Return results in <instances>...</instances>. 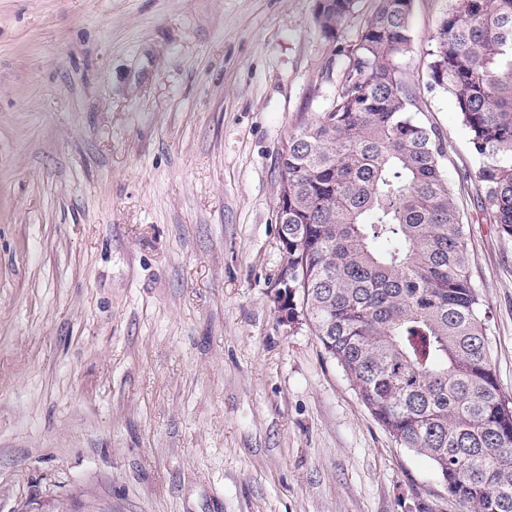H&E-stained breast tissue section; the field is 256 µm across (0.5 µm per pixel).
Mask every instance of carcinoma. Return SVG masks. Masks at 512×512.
I'll list each match as a JSON object with an SVG mask.
<instances>
[{
	"instance_id": "1",
	"label": "carcinoma",
	"mask_w": 512,
	"mask_h": 512,
	"mask_svg": "<svg viewBox=\"0 0 512 512\" xmlns=\"http://www.w3.org/2000/svg\"><path fill=\"white\" fill-rule=\"evenodd\" d=\"M355 0H318L336 39ZM413 0H377L326 110L289 136L288 290L373 417L436 468L460 512H512V399L491 364L445 137L399 59ZM512 237V0H452L427 52Z\"/></svg>"
}]
</instances>
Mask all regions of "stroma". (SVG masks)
<instances>
[{"mask_svg":"<svg viewBox=\"0 0 512 512\" xmlns=\"http://www.w3.org/2000/svg\"><path fill=\"white\" fill-rule=\"evenodd\" d=\"M317 0H0V512H458L431 462L280 320L279 155L333 99ZM413 0L401 58L476 171ZM492 367L512 396V238L458 193Z\"/></svg>","mask_w":512,"mask_h":512,"instance_id":"35a3bbf8","label":"stroma"}]
</instances>
